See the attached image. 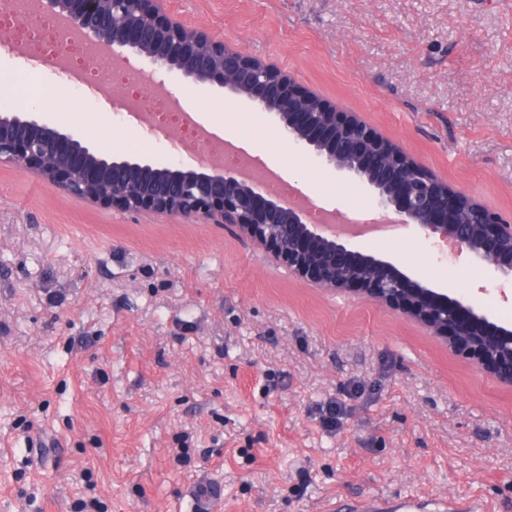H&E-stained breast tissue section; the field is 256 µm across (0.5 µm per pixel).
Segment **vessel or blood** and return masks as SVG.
I'll list each match as a JSON object with an SVG mask.
<instances>
[{"instance_id":"1","label":"vessel or blood","mask_w":512,"mask_h":512,"mask_svg":"<svg viewBox=\"0 0 512 512\" xmlns=\"http://www.w3.org/2000/svg\"><path fill=\"white\" fill-rule=\"evenodd\" d=\"M185 495L192 504L193 512H218L222 503V490L208 479L189 485ZM332 512H490L486 501L480 498H390L375 495L349 505L336 504Z\"/></svg>"}]
</instances>
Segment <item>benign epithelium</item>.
Segmentation results:
<instances>
[{"label": "benign epithelium", "mask_w": 512, "mask_h": 512, "mask_svg": "<svg viewBox=\"0 0 512 512\" xmlns=\"http://www.w3.org/2000/svg\"><path fill=\"white\" fill-rule=\"evenodd\" d=\"M30 19L63 17L86 40L113 54L143 56L199 85L243 96L273 116L286 138L326 165L368 185L382 215L436 234L460 254L512 284V224L463 190L429 173L362 120L300 87L276 65L248 56L171 15L167 0H41ZM31 172L58 192L137 215L192 216L232 224L295 274L330 290L379 302L471 352L484 369L512 383V329L461 300L418 285L381 260L347 249L308 208L270 199L244 172L222 166L158 167L101 154L71 132L15 113L0 114V164Z\"/></svg>", "instance_id": "benign-epithelium-1"}]
</instances>
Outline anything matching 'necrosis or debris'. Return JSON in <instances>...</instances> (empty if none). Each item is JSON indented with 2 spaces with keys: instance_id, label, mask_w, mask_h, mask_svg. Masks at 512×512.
I'll list each match as a JSON object with an SVG mask.
<instances>
[{
  "instance_id": "obj_1",
  "label": "necrosis or debris",
  "mask_w": 512,
  "mask_h": 512,
  "mask_svg": "<svg viewBox=\"0 0 512 512\" xmlns=\"http://www.w3.org/2000/svg\"><path fill=\"white\" fill-rule=\"evenodd\" d=\"M28 0H5L0 5V39H8L30 57L49 56L59 60L75 88L93 87L111 93L117 85L127 89L128 106L141 113L147 124L161 115L180 111L181 105L149 86L145 77L127 72L113 59L97 57L94 50L55 24L33 29L25 17Z\"/></svg>"
}]
</instances>
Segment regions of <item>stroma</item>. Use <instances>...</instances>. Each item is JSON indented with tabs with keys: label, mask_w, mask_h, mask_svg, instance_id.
I'll list each match as a JSON object with an SVG mask.
<instances>
[{
	"label": "stroma",
	"mask_w": 512,
	"mask_h": 512,
	"mask_svg": "<svg viewBox=\"0 0 512 512\" xmlns=\"http://www.w3.org/2000/svg\"><path fill=\"white\" fill-rule=\"evenodd\" d=\"M188 25L272 62L512 218V0H168ZM30 67L40 111L112 155L177 167L196 117L223 119L257 166L274 157L317 208L380 221L371 190L298 149L245 97L154 72L189 99L139 146L121 99L0 46V79ZM347 247L478 304L512 328V288L416 227ZM326 512L372 495H477L512 512V384L424 324L320 288L229 224L91 206L0 165V512ZM185 496L194 512H218L222 503V490L209 479L197 480L185 489Z\"/></svg>",
	"instance_id": "35a3bbf8"
}]
</instances>
